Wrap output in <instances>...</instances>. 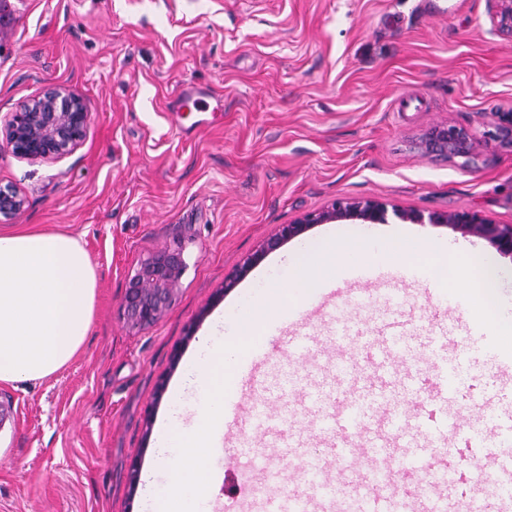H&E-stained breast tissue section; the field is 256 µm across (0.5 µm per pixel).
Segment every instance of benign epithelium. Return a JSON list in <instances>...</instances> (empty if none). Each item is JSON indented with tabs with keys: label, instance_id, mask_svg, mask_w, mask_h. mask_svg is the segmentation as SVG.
Here are the masks:
<instances>
[{
	"label": "benign epithelium",
	"instance_id": "1",
	"mask_svg": "<svg viewBox=\"0 0 512 512\" xmlns=\"http://www.w3.org/2000/svg\"><path fill=\"white\" fill-rule=\"evenodd\" d=\"M491 20L498 33L512 37V0H493ZM89 112L85 101L66 87L55 85L43 94L8 113L7 140L11 151L31 160L54 161L73 154L84 141ZM494 141L512 142V113L497 115L494 131L487 134ZM479 143L463 128L445 125L434 130L425 148L450 157L468 156ZM25 199L11 187H0V215L21 212ZM394 215L410 223L449 224L465 233L487 240L500 254L512 256V224L493 220L462 207L452 212H433L429 216L399 207L387 208L374 199L339 198L325 210L311 212L290 224L281 225L258 254L243 263L224 279L228 292L246 276L249 269L265 253L278 249L284 242L302 235L314 224L341 220H358L363 224H386ZM185 268L179 248L164 249L141 262L128 280L123 298L126 321L134 327H147L157 322L169 307Z\"/></svg>",
	"mask_w": 512,
	"mask_h": 512
}]
</instances>
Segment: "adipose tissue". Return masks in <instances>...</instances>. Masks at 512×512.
I'll return each mask as SVG.
<instances>
[{"label":"adipose tissue","instance_id":"obj_1","mask_svg":"<svg viewBox=\"0 0 512 512\" xmlns=\"http://www.w3.org/2000/svg\"><path fill=\"white\" fill-rule=\"evenodd\" d=\"M96 275L69 234L0 230V382L43 380L82 347Z\"/></svg>","mask_w":512,"mask_h":512}]
</instances>
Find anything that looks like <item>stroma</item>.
<instances>
[{
    "mask_svg": "<svg viewBox=\"0 0 512 512\" xmlns=\"http://www.w3.org/2000/svg\"><path fill=\"white\" fill-rule=\"evenodd\" d=\"M206 88L220 112L173 110L176 90ZM61 85L88 104L81 146L54 162L4 149L6 115ZM512 112V39L498 34L488 0H0V186L26 200L0 228L65 231L78 238L97 275L95 312L81 351L36 383H1L0 512H142L154 431L189 354L257 272L286 260L295 241L261 254L231 291L224 279L263 242L339 198L376 199L423 213L468 207L512 224V145L484 142L495 115ZM482 145L467 157L426 152L443 125ZM420 236L512 257L443 224ZM186 268L154 325H129L127 279L165 248ZM359 336L388 320L404 324L405 352L387 385L391 403L418 406L406 374L446 360L437 336L465 342L463 316L436 322L424 280L375 268L373 298L348 302ZM464 374L496 395L512 418V378L490 351H468ZM329 386V363L270 346L261 389L306 435L302 409L283 379Z\"/></svg>",
    "mask_w": 512,
    "mask_h": 512,
    "instance_id": "1",
    "label": "stroma"
}]
</instances>
